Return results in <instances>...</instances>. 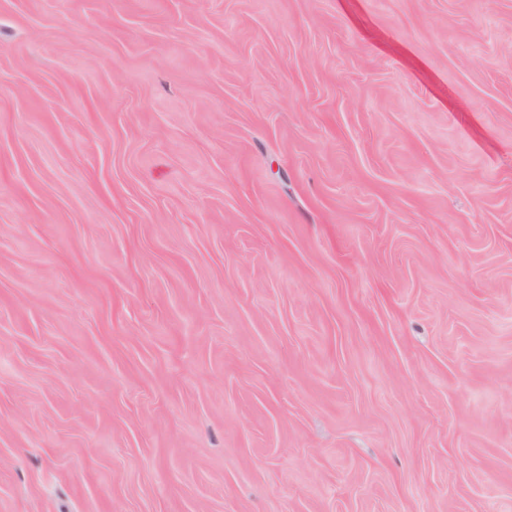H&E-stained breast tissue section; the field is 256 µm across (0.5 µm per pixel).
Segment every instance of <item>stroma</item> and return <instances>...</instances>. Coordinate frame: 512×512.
Returning <instances> with one entry per match:
<instances>
[{"mask_svg":"<svg viewBox=\"0 0 512 512\" xmlns=\"http://www.w3.org/2000/svg\"><path fill=\"white\" fill-rule=\"evenodd\" d=\"M0 512H512V0H0Z\"/></svg>","mask_w":512,"mask_h":512,"instance_id":"35a3bbf8","label":"stroma"}]
</instances>
